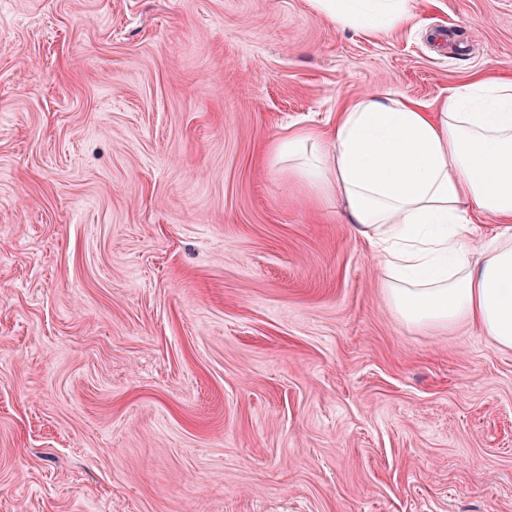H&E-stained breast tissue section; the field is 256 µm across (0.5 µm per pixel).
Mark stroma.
<instances>
[{
    "label": "stroma",
    "mask_w": 512,
    "mask_h": 512,
    "mask_svg": "<svg viewBox=\"0 0 512 512\" xmlns=\"http://www.w3.org/2000/svg\"><path fill=\"white\" fill-rule=\"evenodd\" d=\"M0 0V512H512V349L401 320L273 163L512 73V0ZM342 29L392 30L411 19L408 0H313Z\"/></svg>",
    "instance_id": "1"
}]
</instances>
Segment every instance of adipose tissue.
<instances>
[{
  "label": "adipose tissue",
  "instance_id": "1",
  "mask_svg": "<svg viewBox=\"0 0 512 512\" xmlns=\"http://www.w3.org/2000/svg\"><path fill=\"white\" fill-rule=\"evenodd\" d=\"M313 2L342 29L411 18L408 0ZM273 159L335 191L404 322L473 323L512 349V79L462 84L433 112L365 94L327 129L279 136Z\"/></svg>",
  "mask_w": 512,
  "mask_h": 512
}]
</instances>
